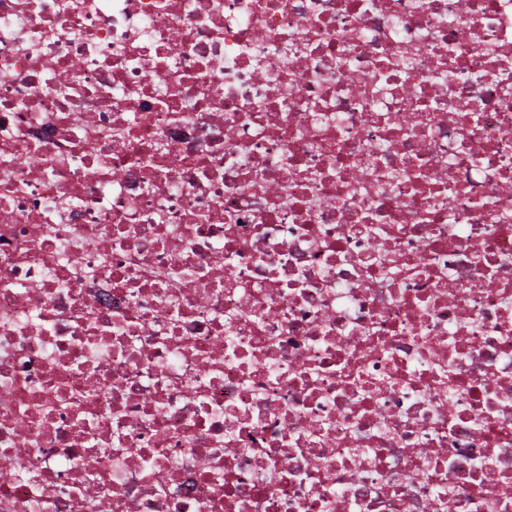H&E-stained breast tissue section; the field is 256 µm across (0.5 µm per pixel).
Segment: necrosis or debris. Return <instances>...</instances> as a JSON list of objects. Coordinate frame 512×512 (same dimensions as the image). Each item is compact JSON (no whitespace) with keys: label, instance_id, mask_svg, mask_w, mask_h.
Listing matches in <instances>:
<instances>
[{"label":"necrosis or debris","instance_id":"1","mask_svg":"<svg viewBox=\"0 0 512 512\" xmlns=\"http://www.w3.org/2000/svg\"><path fill=\"white\" fill-rule=\"evenodd\" d=\"M0 512H512V0H0Z\"/></svg>","mask_w":512,"mask_h":512}]
</instances>
